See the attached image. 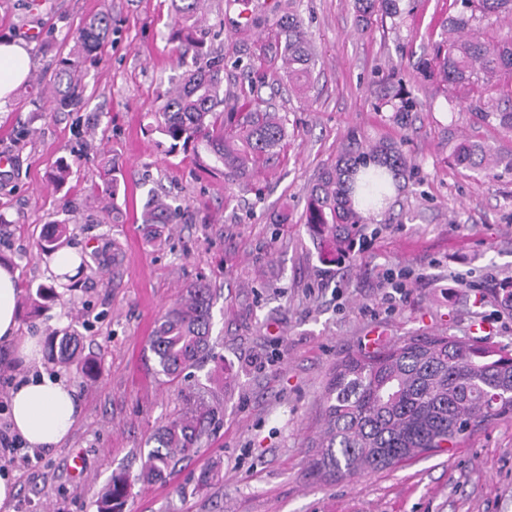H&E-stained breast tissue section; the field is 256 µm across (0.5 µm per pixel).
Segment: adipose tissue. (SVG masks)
I'll list each match as a JSON object with an SVG mask.
<instances>
[{
  "label": "adipose tissue",
  "mask_w": 512,
  "mask_h": 512,
  "mask_svg": "<svg viewBox=\"0 0 512 512\" xmlns=\"http://www.w3.org/2000/svg\"><path fill=\"white\" fill-rule=\"evenodd\" d=\"M31 58L23 42L0 39V101L27 82ZM18 272L0 264V341L18 343L24 362L41 365L42 340L20 333ZM11 429L30 447L52 451L69 435L80 407L75 390L59 377L29 378L10 391Z\"/></svg>",
  "instance_id": "adipose-tissue-1"
}]
</instances>
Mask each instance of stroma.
I'll return each mask as SVG.
<instances>
[{
	"instance_id": "stroma-1",
	"label": "stroma",
	"mask_w": 512,
	"mask_h": 512,
	"mask_svg": "<svg viewBox=\"0 0 512 512\" xmlns=\"http://www.w3.org/2000/svg\"><path fill=\"white\" fill-rule=\"evenodd\" d=\"M395 15L362 24L352 0H298L318 57L316 79L298 93L276 50V0H253L246 24L236 0H205L202 34L224 61V90L241 112L288 117L280 151L254 180L228 182L209 157L173 152L158 131L161 96L180 74L171 0H0V38L25 43L28 81L0 107V150L15 165L0 178V262L20 289L53 287L39 315L20 312L22 331L44 339L71 330L90 376L45 357L43 371L77 391L80 413L52 452L19 444L0 463L17 487L0 512H96L114 473L133 484L124 512H512V418L469 434L454 454L333 481L310 472L323 432L324 396L342 359L384 345L446 335L512 353V169L493 177L461 168L462 139L512 154L504 138L448 101L430 73L452 0H398ZM109 10L112 33L83 78L85 103L45 110L55 60L85 18ZM259 81L257 98L240 99ZM408 100L404 124L393 104ZM393 139L411 160L380 218L345 258L330 260L307 226L312 185L351 139ZM72 174L53 184L59 159ZM117 198L87 193L104 166ZM179 206L180 223L146 238L135 218L150 189ZM70 224L68 249L83 256L56 278L36 256L51 220ZM215 294L208 358L169 379L149 339L183 289ZM12 344L0 343V429L9 393L27 377ZM216 408L197 453L165 482H138L156 430L186 396ZM81 472L70 468L73 455ZM220 481L195 488L202 466Z\"/></svg>"
}]
</instances>
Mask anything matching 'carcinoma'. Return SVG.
Listing matches in <instances>:
<instances>
[{
  "label": "carcinoma",
  "instance_id": "cac0c4a2",
  "mask_svg": "<svg viewBox=\"0 0 512 512\" xmlns=\"http://www.w3.org/2000/svg\"><path fill=\"white\" fill-rule=\"evenodd\" d=\"M202 0H171L175 23L170 41L178 51L181 80L164 95L159 109L160 133L169 151L204 149L224 168V176L249 180L287 137V118L275 112L224 111V67L197 36ZM288 0V10L276 21L277 45L287 65L288 82L299 91L311 84L315 59L307 33ZM460 10L448 26L434 58V68L456 95V105L485 124L512 137V35L482 38L471 34L473 23L489 15H512V0H459ZM361 18L381 11L397 12V0H354ZM111 30V16L100 12L85 21L72 49L56 61L49 84L50 109L73 111L83 106L80 75L93 66L97 50ZM455 157L464 168L490 173L491 147L467 139ZM411 161L395 141L344 146L336 164L325 169L310 192L307 224L324 246L348 252L364 229L359 211L383 207L391 187L406 176ZM120 182L114 168L103 169L102 185L91 192L117 197ZM180 207L151 192L141 221L150 226L177 224ZM52 239L39 245L42 254L61 246L69 226L54 220ZM213 292L197 283L182 291L159 319L150 341L159 372L172 378L199 364L212 350ZM72 333L56 336L51 351L76 373L90 365L77 355ZM512 415V355L452 336H413L373 352L340 361L324 403V430L312 458L320 476L351 479L365 471H380L422 454L449 452L466 433L490 421ZM216 412L202 401L187 403L176 418L158 428L155 447L144 461L141 480L163 481L176 465L198 448ZM131 491L126 474L112 475L97 512H122Z\"/></svg>",
  "mask_w": 512,
  "mask_h": 512
}]
</instances>
